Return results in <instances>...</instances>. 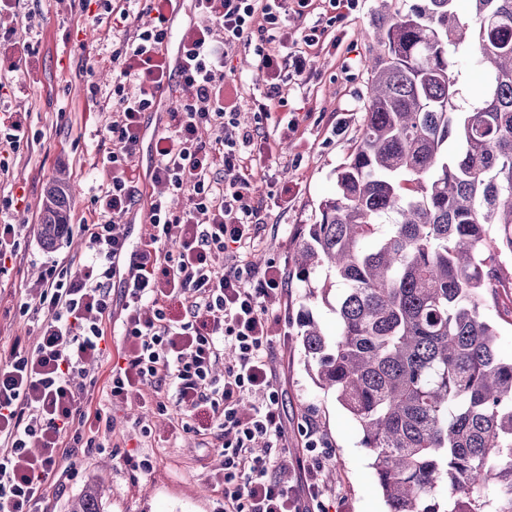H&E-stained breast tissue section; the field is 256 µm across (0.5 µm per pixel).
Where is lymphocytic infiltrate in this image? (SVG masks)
<instances>
[{
  "mask_svg": "<svg viewBox=\"0 0 512 512\" xmlns=\"http://www.w3.org/2000/svg\"><path fill=\"white\" fill-rule=\"evenodd\" d=\"M289 1L198 0L212 24L180 32L184 63L175 70L167 21L177 0H83L93 22L112 17L110 91L94 81L92 64L75 75L108 115L90 165L98 184L69 226L85 243L82 259L45 261L19 302L20 315L38 323L36 343L20 336L0 341V512H39L60 478L65 449L109 447L112 419L89 411L85 380L108 358L114 332L123 348L110 370L109 400L161 414L175 410L186 433L206 413L209 431L223 440L224 471L215 482L224 488V512H320L321 463L299 464V486L282 479L288 459L276 452L285 428L269 361V309L281 303L287 273L272 262L259 270L248 262L254 227L263 221L250 172L272 153L261 146L262 133L272 119L292 131L303 122L288 106L286 78H306L303 52L322 40L305 32L301 49L289 51ZM242 50L252 51L265 86L247 123L239 119L241 101L224 92L226 68ZM175 76L192 93L145 141L148 120ZM204 130L210 140H202ZM35 139L27 113L0 114L1 183L11 158ZM145 145L151 166L144 174L137 158ZM145 175L157 191L148 203L147 234L130 260L125 224ZM24 203L13 193L0 197V275L25 254V227L11 220ZM227 251L234 263L217 268ZM118 282L124 289L117 304ZM117 306L124 316L114 330ZM147 385L157 393L151 403L139 399ZM168 391L173 400H165ZM247 394L259 400L249 413L240 409ZM259 440L267 455H255Z\"/></svg>",
  "mask_w": 512,
  "mask_h": 512,
  "instance_id": "obj_1",
  "label": "lymphocytic infiltrate"
}]
</instances>
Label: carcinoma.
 Segmentation results:
<instances>
[{
    "mask_svg": "<svg viewBox=\"0 0 512 512\" xmlns=\"http://www.w3.org/2000/svg\"><path fill=\"white\" fill-rule=\"evenodd\" d=\"M379 0L365 37V119L292 276L339 286L340 332L299 342L372 455L386 512H512V355L483 310L512 254V0ZM484 71L464 98L449 48ZM65 179L40 238L65 233ZM91 489L69 512H100Z\"/></svg>",
    "mask_w": 512,
    "mask_h": 512,
    "instance_id": "carcinoma-1",
    "label": "carcinoma"
}]
</instances>
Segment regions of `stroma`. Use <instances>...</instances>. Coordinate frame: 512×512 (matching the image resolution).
<instances>
[{"mask_svg":"<svg viewBox=\"0 0 512 512\" xmlns=\"http://www.w3.org/2000/svg\"><path fill=\"white\" fill-rule=\"evenodd\" d=\"M377 6L378 0H354L352 6L333 8L320 0L314 11L289 17V33L316 26L328 28L330 36L306 56L311 80L288 83L289 106L306 105L309 117L288 135L271 125L265 129L275 160L255 169L252 176L256 194L268 200L266 221L257 227L251 256L255 268L269 262L291 268L303 228L320 220L321 203L336 194V170L353 152L364 120V32ZM29 13L33 22H23ZM331 19L336 22L332 28L327 25ZM1 28L12 31L14 40L29 46L33 54L25 62L9 54L0 56V66L16 67L20 74L0 94V111H28L40 140L15 155L8 183L0 184L2 195L13 187L24 189L29 209L16 214L15 220L28 224L30 231L23 259L0 276V336L32 340L38 334L36 320L15 315L21 289L37 279L48 257L67 260L85 250L76 235L48 250L37 234L42 198L59 172L70 179L75 214L84 210L94 177L87 160L96 153L97 130L105 116L90 109L73 76L85 55L102 60L112 44L104 40L103 28L84 24L80 0H20L17 16L0 17ZM502 261L503 286L486 313L498 329L502 349L512 354V256H503ZM305 313L327 336L339 332L333 302L309 297L307 288L296 281L289 282L282 304L269 311L270 364L285 405L283 450L293 462L308 456V439L316 440L323 453L320 479L326 512H385L372 456L362 447L358 428L335 394L322 389L308 369L297 338ZM110 368L106 361L96 370L89 397L91 408L111 415L112 442L104 450L79 449L67 478L48 489L46 508L68 512L72 501L97 486L104 493V512H218L224 497L214 475L224 458L213 438L176 430L164 414L147 416L151 433L141 436L134 426L136 410L106 396ZM134 451L152 457L154 469L148 477L132 476L122 466L123 456Z\"/></svg>","mask_w":512,"mask_h":512,"instance_id":"1","label":"stroma"}]
</instances>
